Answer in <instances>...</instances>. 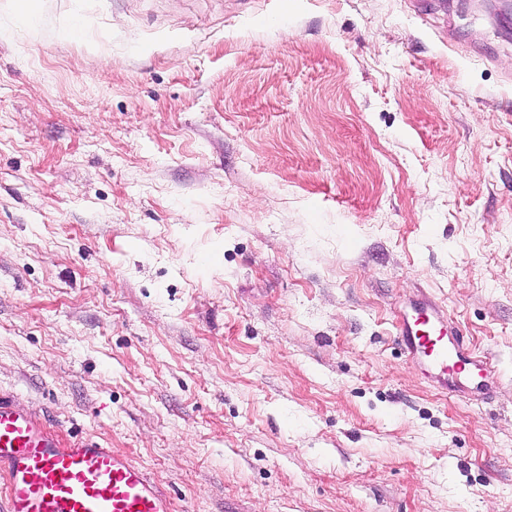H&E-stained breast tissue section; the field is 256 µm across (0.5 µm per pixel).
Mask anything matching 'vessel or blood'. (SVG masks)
Instances as JSON below:
<instances>
[{
  "label": "vessel or blood",
  "mask_w": 512,
  "mask_h": 512,
  "mask_svg": "<svg viewBox=\"0 0 512 512\" xmlns=\"http://www.w3.org/2000/svg\"><path fill=\"white\" fill-rule=\"evenodd\" d=\"M394 340L444 390L469 391L487 359L466 349L429 302L394 325ZM0 481L6 512H173L167 491L124 454L92 442L61 445L36 412L0 396Z\"/></svg>",
  "instance_id": "b4317fda"
}]
</instances>
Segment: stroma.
<instances>
[{"label":"stroma","instance_id":"1","mask_svg":"<svg viewBox=\"0 0 512 512\" xmlns=\"http://www.w3.org/2000/svg\"><path fill=\"white\" fill-rule=\"evenodd\" d=\"M423 295L489 388L396 345ZM0 394L174 512H512V35L473 0H0Z\"/></svg>","mask_w":512,"mask_h":512}]
</instances>
